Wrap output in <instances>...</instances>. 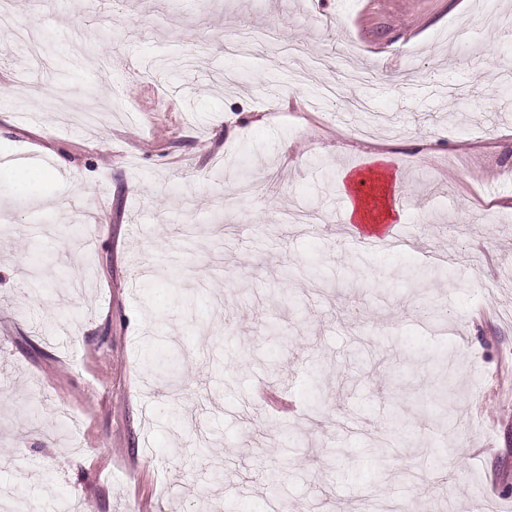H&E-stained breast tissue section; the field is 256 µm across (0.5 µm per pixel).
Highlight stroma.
Masks as SVG:
<instances>
[{
  "label": "stroma",
  "mask_w": 512,
  "mask_h": 512,
  "mask_svg": "<svg viewBox=\"0 0 512 512\" xmlns=\"http://www.w3.org/2000/svg\"><path fill=\"white\" fill-rule=\"evenodd\" d=\"M490 7L512 14L14 9L57 53L0 28V490L37 512H512V44ZM381 153L394 248L342 221V171ZM174 350L177 400L155 378ZM447 374V413L418 412Z\"/></svg>",
  "instance_id": "stroma-1"
}]
</instances>
